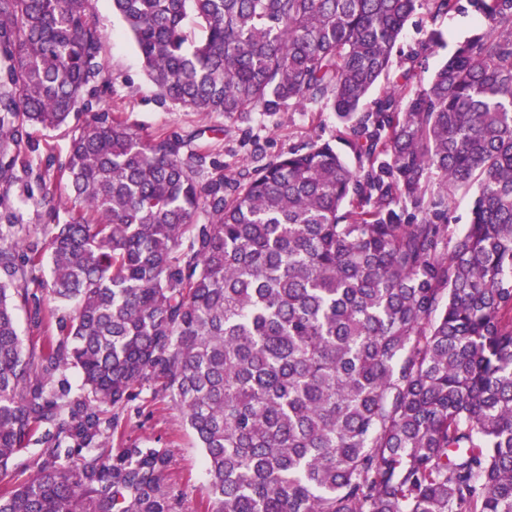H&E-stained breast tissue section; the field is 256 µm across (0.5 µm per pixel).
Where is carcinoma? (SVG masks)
<instances>
[{"label":"carcinoma","instance_id":"carcinoma-1","mask_svg":"<svg viewBox=\"0 0 512 512\" xmlns=\"http://www.w3.org/2000/svg\"><path fill=\"white\" fill-rule=\"evenodd\" d=\"M474 2L426 86L362 112L406 20L454 0H111L164 99L320 104L356 166L324 142L226 174L109 112L72 129L33 199L47 249L0 233V474L43 428L76 449H39L0 512H175L165 451L108 447L145 389L186 418L213 512H512V0ZM108 88L90 0H0V183ZM57 303L25 347L17 307L39 327ZM72 368L76 398L51 386Z\"/></svg>","mask_w":512,"mask_h":512}]
</instances>
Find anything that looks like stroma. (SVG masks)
<instances>
[{"label":"stroma","instance_id":"stroma-1","mask_svg":"<svg viewBox=\"0 0 512 512\" xmlns=\"http://www.w3.org/2000/svg\"><path fill=\"white\" fill-rule=\"evenodd\" d=\"M91 7L105 36V57L111 87L103 94L100 111L126 120L145 134L177 132L183 135L211 127L219 130V160L227 170L256 166L258 159H272L314 143H331L347 162H354L344 130L334 112L316 104L292 107L274 116L257 112L245 120L230 121L220 113L203 114L164 101L148 79L142 60L121 19L113 14L110 0H91ZM479 15L469 0H458L451 12L430 16L417 10L406 21L394 48L387 76L380 79L363 102V111L393 89L398 76L412 71L414 79L403 87V96L426 86L434 72L457 47L478 29ZM29 159L32 171L11 184L6 196L17 216L15 234L39 227V212L29 206V196L40 193L39 175L54 159L64 157L69 143L66 129L31 131ZM124 446L162 448L169 463L165 485L179 500L176 512H207L212 503L205 461L197 440L181 412L170 399H152L142 392L119 413L113 436Z\"/></svg>","mask_w":512,"mask_h":512}]
</instances>
